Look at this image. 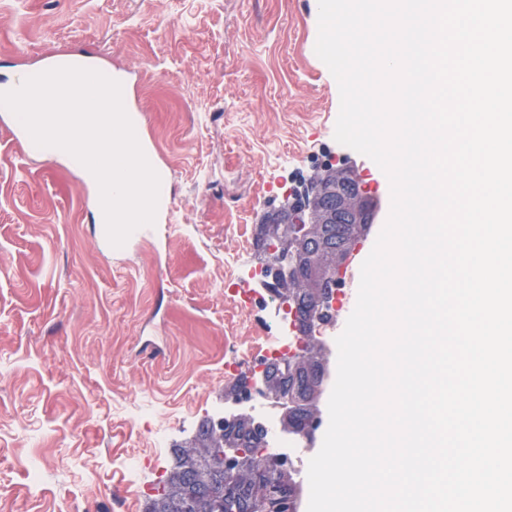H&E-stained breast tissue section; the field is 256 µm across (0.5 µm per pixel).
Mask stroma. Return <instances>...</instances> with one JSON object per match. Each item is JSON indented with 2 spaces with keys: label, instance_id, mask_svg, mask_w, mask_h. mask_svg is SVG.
Returning a JSON list of instances; mask_svg holds the SVG:
<instances>
[{
  "label": "stroma",
  "instance_id": "obj_1",
  "mask_svg": "<svg viewBox=\"0 0 512 512\" xmlns=\"http://www.w3.org/2000/svg\"><path fill=\"white\" fill-rule=\"evenodd\" d=\"M317 34L306 0H0V81L62 54L122 72L173 201L109 251L94 187L0 122V512H147L276 335L264 289H239L263 218L321 166L355 170L376 202L352 261L370 254L390 184L334 139Z\"/></svg>",
  "mask_w": 512,
  "mask_h": 512
}]
</instances>
